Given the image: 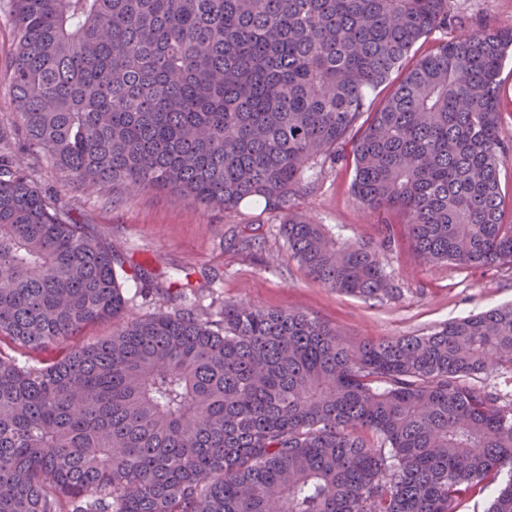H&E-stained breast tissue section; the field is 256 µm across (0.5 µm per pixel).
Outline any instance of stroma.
Returning a JSON list of instances; mask_svg holds the SVG:
<instances>
[{"mask_svg":"<svg viewBox=\"0 0 512 512\" xmlns=\"http://www.w3.org/2000/svg\"><path fill=\"white\" fill-rule=\"evenodd\" d=\"M449 15L465 18L419 42L426 50L462 32L492 30L512 20V0H448ZM16 35L6 0H0V153L18 156L36 184L52 194L70 217L112 242L127 264L144 269L146 281H128L125 295L137 313L149 315L161 302L148 295V283L178 275L204 285L185 303L202 313L218 312L228 301H247L265 309H292L340 329L348 343L428 332L449 319L512 302V267L494 264L461 267L425 263L414 252L400 216L364 210L351 191V146L343 159L322 165L294 197L297 213L326 225L339 239L379 244L392 237L381 260L392 290L378 299H362L314 282L277 233L263 205L244 203L228 210H201L182 196L159 190L85 192L30 145L17 123L7 76ZM501 137L507 147L501 183L504 213L512 220V59L501 74ZM263 241L262 254L246 252L247 239Z\"/></svg>","mask_w":512,"mask_h":512,"instance_id":"obj_1","label":"stroma"}]
</instances>
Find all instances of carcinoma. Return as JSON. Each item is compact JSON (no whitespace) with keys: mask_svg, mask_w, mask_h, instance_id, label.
Segmentation results:
<instances>
[{"mask_svg":"<svg viewBox=\"0 0 512 512\" xmlns=\"http://www.w3.org/2000/svg\"><path fill=\"white\" fill-rule=\"evenodd\" d=\"M10 16L17 121L84 191L262 202L315 282L376 299L379 250L293 207L350 137L353 195L399 212L424 261L512 265V24L415 58L448 0H10ZM129 278L143 273L0 154V337L62 347L36 364L0 349V512H457L512 473V392L481 382L512 373V304L352 348L242 301L139 315ZM487 512H512V479ZM500 95L501 107V137L507 146L504 166L501 168V183L506 196L504 198L505 221L512 220V56L506 62L501 74Z\"/></svg>","mask_w":512,"mask_h":512,"instance_id":"obj_1","label":"carcinoma"}]
</instances>
